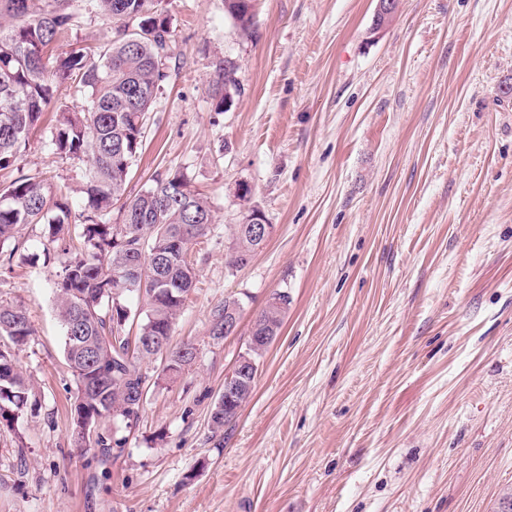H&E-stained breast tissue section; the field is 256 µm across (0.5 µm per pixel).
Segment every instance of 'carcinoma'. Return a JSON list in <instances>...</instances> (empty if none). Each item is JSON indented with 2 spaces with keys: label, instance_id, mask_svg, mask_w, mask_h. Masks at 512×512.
Here are the masks:
<instances>
[{
  "label": "carcinoma",
  "instance_id": "cac0c4a2",
  "mask_svg": "<svg viewBox=\"0 0 512 512\" xmlns=\"http://www.w3.org/2000/svg\"><path fill=\"white\" fill-rule=\"evenodd\" d=\"M36 0H0V169L11 166L25 150L44 114L55 111L46 147L61 157L89 159L81 199L54 189L40 176L20 175L0 188V255L9 251L20 227L45 225V256L58 245L68 254L56 288V315L62 329L63 354L76 397L70 435L81 447L79 428L119 416L131 424L142 409L143 374L137 362L165 357L180 367L183 350L171 345L175 324L196 282L189 259L195 242L214 223L213 209L193 189L184 168L159 173L152 186L127 194V176L142 148L146 114L167 78L170 19L157 0H88L89 10L116 24L117 38L108 48L79 47L51 54L73 14ZM225 14L239 32L254 25L253 0H224ZM237 64L216 65L211 96L224 111L239 92ZM81 93L80 105L59 103L62 87ZM122 202L123 223L108 215ZM234 251L225 254L233 269L246 265L262 249L234 225ZM141 298L136 310L129 301ZM255 314L253 335L280 333L288 312V294L275 292ZM137 323L135 345L127 328ZM209 332L224 339V304L210 313ZM33 328L21 305H0V425L10 427L28 406L30 385L15 358ZM251 375L231 402L213 405L212 429L232 424L252 396Z\"/></svg>",
  "mask_w": 512,
  "mask_h": 512
}]
</instances>
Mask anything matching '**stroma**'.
<instances>
[{"mask_svg":"<svg viewBox=\"0 0 512 512\" xmlns=\"http://www.w3.org/2000/svg\"><path fill=\"white\" fill-rule=\"evenodd\" d=\"M56 45L109 44L114 25L69 0ZM255 0L238 33L224 0H162L168 77L130 192L187 168L215 222L172 343L199 355L149 380L123 448L70 443L75 385L54 311L58 258L24 226L0 261V303L33 327L17 354L33 405L0 427V512H499L512 491V0ZM241 92L216 111L215 63ZM36 131L0 182L39 175L80 198L85 161ZM274 229L243 268L231 225ZM290 304L253 396L223 434L210 412L245 335L213 343L209 315L239 298Z\"/></svg>","mask_w":512,"mask_h":512,"instance_id":"35a3bbf8","label":"stroma"}]
</instances>
